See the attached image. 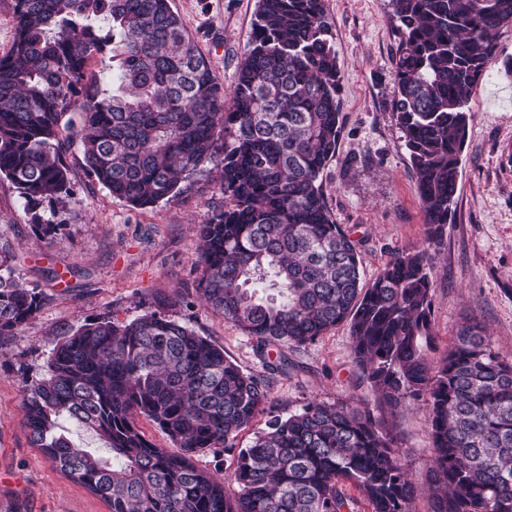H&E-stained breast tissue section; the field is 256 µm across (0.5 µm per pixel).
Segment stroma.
Returning a JSON list of instances; mask_svg holds the SVG:
<instances>
[{"mask_svg":"<svg viewBox=\"0 0 512 512\" xmlns=\"http://www.w3.org/2000/svg\"><path fill=\"white\" fill-rule=\"evenodd\" d=\"M213 72L232 93L253 32L258 0H170ZM325 20L342 76L341 129L322 185L333 220L349 230L362 257L364 282L392 256L419 248L432 257V361H439L458 326L474 316L494 345L512 355V77L500 64L512 55V27L497 38L490 78L473 91L461 154L454 218L430 234L416 177L392 112L401 35L391 0H324ZM79 204L69 211L42 202L53 238L34 229L24 200L0 178V244H9L17 272L45 301L16 330L0 334V512H108L107 504L33 448L26 426L24 382L43 378L56 345L87 319L129 321L156 312L223 347L241 369L268 380L267 409L257 413L222 455H197L198 468L226 479L239 449L248 447L272 416L301 411L309 401L343 400L365 407L397 438L412 481L425 487L432 443L424 406L381 407L356 368L347 327L288 347L287 373H267L256 340L206 308L196 289L200 260L194 225L223 204L216 163L201 165L180 194L135 208L88 175L82 154L65 156Z\"/></svg>","mask_w":512,"mask_h":512,"instance_id":"1","label":"stroma"}]
</instances>
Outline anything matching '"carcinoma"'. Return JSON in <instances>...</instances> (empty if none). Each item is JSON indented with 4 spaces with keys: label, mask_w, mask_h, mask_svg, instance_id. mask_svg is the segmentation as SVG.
<instances>
[{
    "label": "carcinoma",
    "mask_w": 512,
    "mask_h": 512,
    "mask_svg": "<svg viewBox=\"0 0 512 512\" xmlns=\"http://www.w3.org/2000/svg\"><path fill=\"white\" fill-rule=\"evenodd\" d=\"M401 43L393 112L425 223H448L469 127L467 103L512 26V0H392ZM112 60L108 87L86 67ZM340 71L322 0H259L231 102L169 0H15L0 57V177L38 206L76 204L64 161L74 146L91 177L133 207L168 201L219 158L224 206L197 225L207 307L256 339L302 346L345 324L353 360L392 410L425 404L432 512H512V357L467 319L436 365L432 283L423 251L396 253L364 284L358 242L328 211L320 174L336 153ZM42 294L0 246V333L25 324ZM268 404L262 380L224 348L156 312L87 320L60 341L45 377L24 388L31 444L100 496L109 512H411L418 493L394 438L369 411L311 401L275 416L224 477L196 467L234 446ZM144 416L180 452L148 440ZM90 432L105 456L67 436Z\"/></svg>",
    "instance_id": "1"
}]
</instances>
